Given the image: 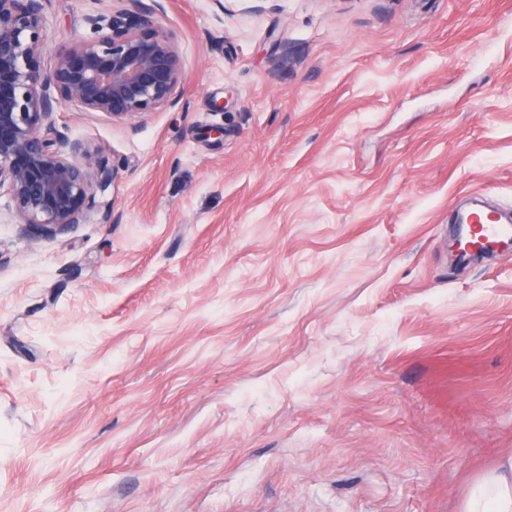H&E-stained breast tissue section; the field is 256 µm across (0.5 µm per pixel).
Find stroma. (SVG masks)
Wrapping results in <instances>:
<instances>
[{"instance_id": "stroma-1", "label": "stroma", "mask_w": 512, "mask_h": 512, "mask_svg": "<svg viewBox=\"0 0 512 512\" xmlns=\"http://www.w3.org/2000/svg\"><path fill=\"white\" fill-rule=\"evenodd\" d=\"M154 1L178 104L55 115L99 208L0 193V512H463L512 450V251L449 253L512 213V0Z\"/></svg>"}]
</instances>
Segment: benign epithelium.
<instances>
[{"label": "benign epithelium", "mask_w": 512, "mask_h": 512, "mask_svg": "<svg viewBox=\"0 0 512 512\" xmlns=\"http://www.w3.org/2000/svg\"><path fill=\"white\" fill-rule=\"evenodd\" d=\"M48 2L0 0V189L18 224L57 235L98 207L117 169L59 131L54 114L74 106L126 123L174 106L183 62L151 11L109 7L88 15L87 33L44 69Z\"/></svg>", "instance_id": "1"}]
</instances>
